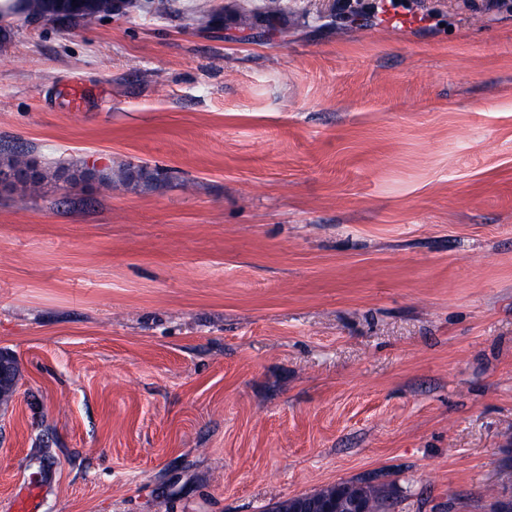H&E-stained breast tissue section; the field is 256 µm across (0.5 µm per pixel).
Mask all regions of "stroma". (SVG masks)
<instances>
[{"instance_id":"1","label":"stroma","mask_w":512,"mask_h":512,"mask_svg":"<svg viewBox=\"0 0 512 512\" xmlns=\"http://www.w3.org/2000/svg\"><path fill=\"white\" fill-rule=\"evenodd\" d=\"M147 0L0 14V512H272L364 479L386 512L512 485V8ZM82 95L72 109L70 91ZM153 185L65 192L63 169ZM280 2L279 0H268L262 8L253 7L250 4H242L236 13V21L239 28L243 31L253 29L261 18L276 15L281 11ZM24 168L21 175L17 167L0 168V191L12 190L18 184H25L26 179L30 182L32 179L39 180L42 176V169L37 159H30ZM132 170L134 172H138L141 176V179H147L152 175V172L147 166L137 165L136 168L131 169L130 165H123L117 170L109 173L106 186L112 188V186L116 184H122L125 186H129L131 184H139L140 181L133 179L131 175Z\"/></svg>"}]
</instances>
